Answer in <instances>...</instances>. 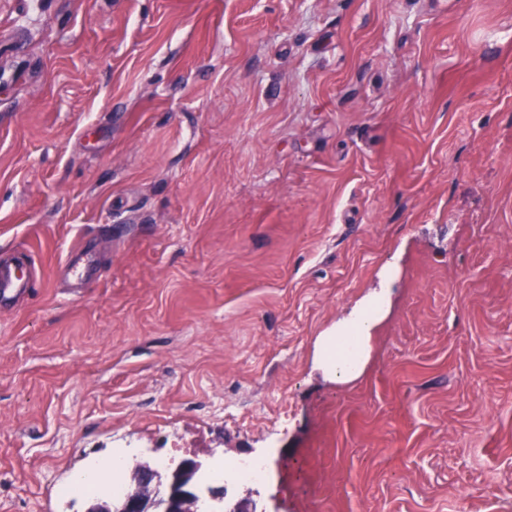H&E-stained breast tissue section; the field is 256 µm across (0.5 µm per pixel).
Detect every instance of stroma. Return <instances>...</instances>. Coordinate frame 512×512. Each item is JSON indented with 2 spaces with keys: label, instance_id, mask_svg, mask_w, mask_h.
I'll return each instance as SVG.
<instances>
[{
  "label": "stroma",
  "instance_id": "obj_1",
  "mask_svg": "<svg viewBox=\"0 0 512 512\" xmlns=\"http://www.w3.org/2000/svg\"><path fill=\"white\" fill-rule=\"evenodd\" d=\"M13 258L0 512L175 448L271 459L258 512H512V0H0ZM69 259L71 261V270L75 277L87 281L93 278L92 260L85 256L84 249L80 245L70 250ZM378 298L375 297L355 312L349 322L351 327L344 336H322L318 339V361L339 380L354 378L363 368L368 341L378 322Z\"/></svg>",
  "mask_w": 512,
  "mask_h": 512
}]
</instances>
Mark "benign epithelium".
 <instances>
[{
    "label": "benign epithelium",
    "instance_id": "7a95c632",
    "mask_svg": "<svg viewBox=\"0 0 512 512\" xmlns=\"http://www.w3.org/2000/svg\"><path fill=\"white\" fill-rule=\"evenodd\" d=\"M208 460L192 457L176 466L160 469L144 459L131 463L136 489L112 504L101 502L95 512H206L219 508L224 512H257L249 497L227 502L224 489L203 485L198 474Z\"/></svg>",
    "mask_w": 512,
    "mask_h": 512
}]
</instances>
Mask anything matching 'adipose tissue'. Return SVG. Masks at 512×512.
<instances>
[{"mask_svg": "<svg viewBox=\"0 0 512 512\" xmlns=\"http://www.w3.org/2000/svg\"><path fill=\"white\" fill-rule=\"evenodd\" d=\"M378 317L375 302H368L355 312L350 321L351 327L345 335L320 337L316 347V357L320 364L340 380L359 375Z\"/></svg>", "mask_w": 512, "mask_h": 512, "instance_id": "ef3b65f1", "label": "adipose tissue"}]
</instances>
